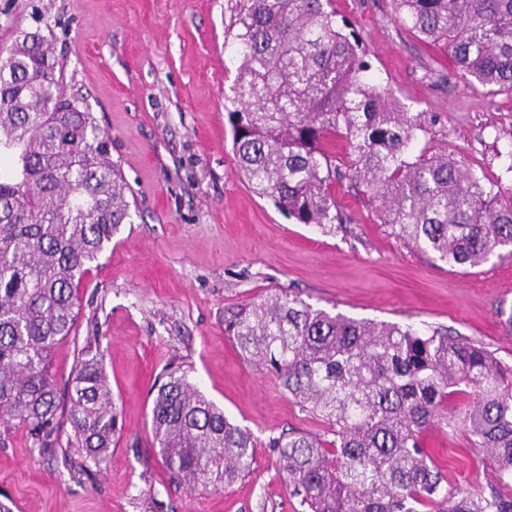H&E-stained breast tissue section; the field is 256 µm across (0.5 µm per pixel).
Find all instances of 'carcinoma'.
Segmentation results:
<instances>
[{"label":"carcinoma","mask_w":512,"mask_h":512,"mask_svg":"<svg viewBox=\"0 0 512 512\" xmlns=\"http://www.w3.org/2000/svg\"><path fill=\"white\" fill-rule=\"evenodd\" d=\"M399 21L448 51L472 86L512 93V0H395ZM0 48V437L23 428L40 449L102 463L117 409L103 358L86 350L58 400L52 352L76 323L79 288L133 223L110 137L41 33ZM237 77L226 97L239 174L258 196L324 234L346 229L336 186L375 207L403 243L450 266L512 254V188L441 147L414 154L429 112L404 109L370 73L368 53L331 0H240L231 23ZM243 359L273 370L333 438L282 433L268 447L303 512H512V365L445 326L331 314L279 289L224 316ZM472 390L473 443L499 486L443 487L426 432ZM152 443L168 482L222 490L249 473L256 442L171 361L156 382Z\"/></svg>","instance_id":"cac0c4a2"}]
</instances>
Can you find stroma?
<instances>
[{"instance_id": "stroma-1", "label": "stroma", "mask_w": 512, "mask_h": 512, "mask_svg": "<svg viewBox=\"0 0 512 512\" xmlns=\"http://www.w3.org/2000/svg\"><path fill=\"white\" fill-rule=\"evenodd\" d=\"M374 74L411 112L439 121L418 147H445L512 187V95L473 90L444 49L395 17L393 0H333ZM237 0H0V46L39 11L65 68V93L84 97L111 136L112 158L138 212L121 225L79 290V317L52 353L66 380L78 353L100 351L119 411L100 467L72 448L46 453L25 430L0 444V512H298L277 475L269 437L329 435L224 331L226 309L280 289L355 319L443 325L512 365V255L451 267L390 235L344 189L346 231L324 235L255 195L236 169L224 96L234 84L230 21ZM183 363L205 395L257 442L248 475L219 491L169 484L152 447L153 384ZM472 398L450 400L455 428L427 442L448 488L497 482L462 420Z\"/></svg>"}]
</instances>
